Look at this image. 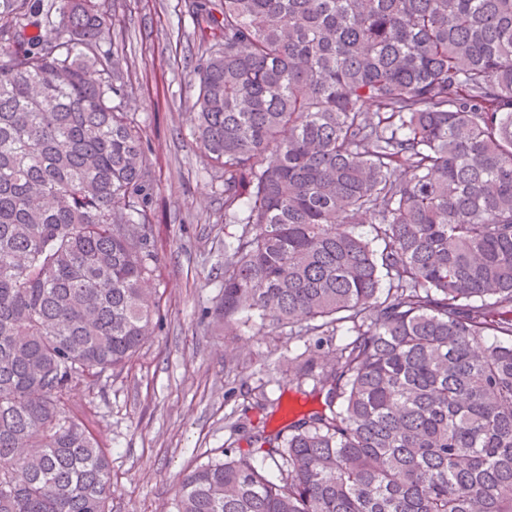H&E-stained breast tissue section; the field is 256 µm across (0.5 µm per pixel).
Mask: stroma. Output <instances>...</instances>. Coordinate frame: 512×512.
<instances>
[{
	"label": "stroma",
	"instance_id": "1",
	"mask_svg": "<svg viewBox=\"0 0 512 512\" xmlns=\"http://www.w3.org/2000/svg\"><path fill=\"white\" fill-rule=\"evenodd\" d=\"M101 3L102 45L123 64L154 185L148 210L161 322L132 368L84 389L81 410L111 450L112 512H173L175 485L190 468L222 457L229 443L248 449L247 431H230L228 414L245 411L272 433L322 400L284 382L289 358L305 349L301 338L251 337L246 370H224V323L213 314L224 284V196L190 133L189 84L206 31L182 14L181 0ZM260 385L278 399L277 412L256 409Z\"/></svg>",
	"mask_w": 512,
	"mask_h": 512
}]
</instances>
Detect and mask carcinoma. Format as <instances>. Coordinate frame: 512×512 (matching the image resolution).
Returning a JSON list of instances; mask_svg holds the SVG:
<instances>
[{"label": "carcinoma", "instance_id": "carcinoma-1", "mask_svg": "<svg viewBox=\"0 0 512 512\" xmlns=\"http://www.w3.org/2000/svg\"><path fill=\"white\" fill-rule=\"evenodd\" d=\"M185 8L211 35L191 132L240 226L224 365L314 336L288 384L324 403L188 471L175 512H512V0ZM102 33L98 0H0V512H111L74 406L158 327Z\"/></svg>", "mask_w": 512, "mask_h": 512}]
</instances>
